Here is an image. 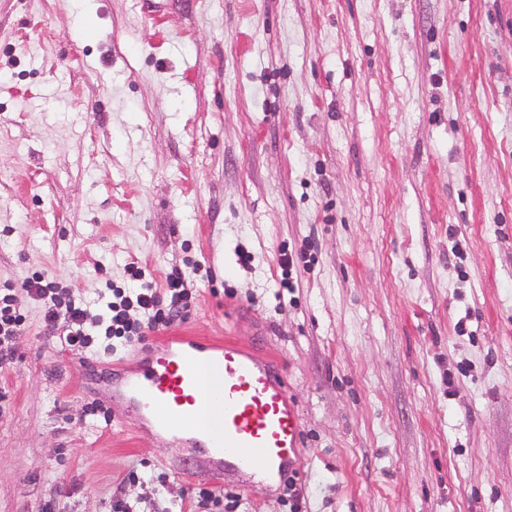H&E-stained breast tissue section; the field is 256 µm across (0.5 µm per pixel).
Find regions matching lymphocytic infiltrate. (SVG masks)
I'll return each mask as SVG.
<instances>
[{
  "mask_svg": "<svg viewBox=\"0 0 512 512\" xmlns=\"http://www.w3.org/2000/svg\"><path fill=\"white\" fill-rule=\"evenodd\" d=\"M132 279V287L112 289L107 313L99 318L77 300L71 289L46 280L41 273H33L23 287L42 305L46 332L64 326L67 346L82 354L90 351L95 335L130 344L140 341L145 332L170 327L189 314L194 289L180 269L167 274L162 290L156 288L150 271L140 266H133ZM14 292L12 284L0 285V369L13 364L15 339L26 322L25 313L14 304ZM134 308L142 312V320L131 319Z\"/></svg>",
  "mask_w": 512,
  "mask_h": 512,
  "instance_id": "f902f5d3",
  "label": "lymphocytic infiltrate"
}]
</instances>
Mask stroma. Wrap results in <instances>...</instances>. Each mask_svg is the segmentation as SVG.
Returning <instances> with one entry per match:
<instances>
[{"label":"stroma","mask_w":512,"mask_h":512,"mask_svg":"<svg viewBox=\"0 0 512 512\" xmlns=\"http://www.w3.org/2000/svg\"><path fill=\"white\" fill-rule=\"evenodd\" d=\"M133 261L191 274L174 332L281 368L303 512H512V0H0V280L27 316L0 512H112L132 469L136 512L200 485L288 512L118 423L110 369L162 332L76 374L21 288L103 315Z\"/></svg>","instance_id":"stroma-1"}]
</instances>
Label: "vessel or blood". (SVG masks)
Masks as SVG:
<instances>
[{"mask_svg":"<svg viewBox=\"0 0 512 512\" xmlns=\"http://www.w3.org/2000/svg\"><path fill=\"white\" fill-rule=\"evenodd\" d=\"M116 386L131 419L195 435L199 448L247 482L285 477L300 459L302 418L282 372L242 344L170 336ZM214 408L221 419L206 422Z\"/></svg>","mask_w":512,"mask_h":512,"instance_id":"1","label":"vessel or blood"}]
</instances>
